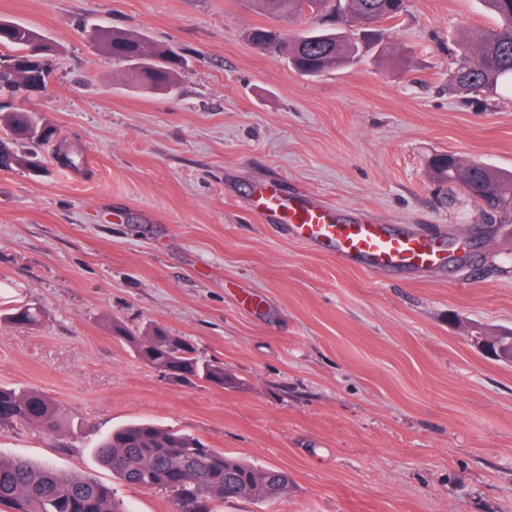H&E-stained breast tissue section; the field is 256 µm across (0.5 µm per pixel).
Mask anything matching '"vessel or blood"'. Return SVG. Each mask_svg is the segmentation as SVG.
<instances>
[{"label":"vessel or blood","instance_id":"1","mask_svg":"<svg viewBox=\"0 0 512 512\" xmlns=\"http://www.w3.org/2000/svg\"><path fill=\"white\" fill-rule=\"evenodd\" d=\"M251 208L261 222L281 226L291 239L375 272L440 267L452 248L467 243L462 234L450 242L361 221L316 196L285 193L272 182L255 188Z\"/></svg>","mask_w":512,"mask_h":512}]
</instances>
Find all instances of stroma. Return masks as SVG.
<instances>
[{
  "mask_svg": "<svg viewBox=\"0 0 512 512\" xmlns=\"http://www.w3.org/2000/svg\"><path fill=\"white\" fill-rule=\"evenodd\" d=\"M54 45L45 93L19 100L78 147L40 172L0 169V386L49 396L59 430L0 428L21 458L111 487L130 512H177L125 484L97 444L150 421L287 471V494L221 512H512V363L472 338L512 328V223L428 162L512 170V93L458 90L463 42L494 28L482 0H408L384 48L319 78L250 43L268 13L241 0H0ZM187 59L171 86L136 84L99 27ZM309 192L409 231L471 236L445 266L370 272L286 238L249 210L255 184ZM158 326L236 388L174 379L111 330ZM41 319V312L33 307L18 306L7 312L0 311V327H29Z\"/></svg>",
  "mask_w": 512,
  "mask_h": 512,
  "instance_id": "1",
  "label": "stroma"
}]
</instances>
